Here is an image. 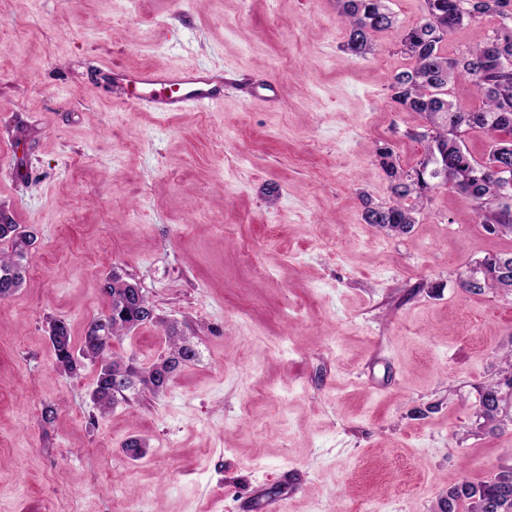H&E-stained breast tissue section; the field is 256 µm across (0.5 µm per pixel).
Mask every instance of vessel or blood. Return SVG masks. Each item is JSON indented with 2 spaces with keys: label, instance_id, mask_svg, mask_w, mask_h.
<instances>
[{
  "label": "vessel or blood",
  "instance_id": "obj_1",
  "mask_svg": "<svg viewBox=\"0 0 512 512\" xmlns=\"http://www.w3.org/2000/svg\"><path fill=\"white\" fill-rule=\"evenodd\" d=\"M100 82L111 84L112 102L131 110L146 112L207 111L219 106L228 88L241 90L250 98L259 90H272L271 82L227 77L191 64L169 67L145 66L116 71L104 65L98 70Z\"/></svg>",
  "mask_w": 512,
  "mask_h": 512
}]
</instances>
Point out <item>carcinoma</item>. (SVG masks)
<instances>
[{
    "mask_svg": "<svg viewBox=\"0 0 512 512\" xmlns=\"http://www.w3.org/2000/svg\"><path fill=\"white\" fill-rule=\"evenodd\" d=\"M338 16L348 31L346 50L357 58L375 52L373 35L396 27L394 12L386 0H336ZM421 21L400 35V52L411 66L395 73L389 84L390 98L401 112H417L427 125L414 137L424 143L425 153L414 166L402 168L393 150H376L379 164L390 182L394 200L364 202V220L381 227L399 224L407 232L416 223L424 199L435 189L452 186L475 207L480 223L497 224L500 232L512 233V181L500 177L506 167L512 173V0H425ZM497 16L500 26L477 46L443 54V44L466 22ZM458 77L471 79L482 105L474 110L448 101V83ZM479 130L489 140L485 158L475 159L463 135ZM411 203H406V200ZM19 225L0 227V241L9 240L13 250L0 255V298L13 295L24 283L28 269L29 238ZM137 283L114 271L104 281L111 302L108 312L92 320L79 345H74L66 323L49 324L56 362L65 372L77 375L86 362L98 365L91 399L103 413L140 391L158 395L167 387L180 365L196 358L190 337L169 327L168 355L148 367L112 354V339L144 324L150 303L129 291ZM470 291L494 288L512 292V252L487 257L476 267V280L465 284ZM480 417L493 421L508 415L512 393H500L496 385L480 395ZM512 512V468L478 484L463 481L448 490L443 512Z\"/></svg>",
    "mask_w": 512,
    "mask_h": 512,
    "instance_id": "cac0c4a2",
    "label": "carcinoma"
}]
</instances>
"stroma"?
<instances>
[{
	"instance_id": "stroma-1",
	"label": "stroma",
	"mask_w": 512,
	"mask_h": 512,
	"mask_svg": "<svg viewBox=\"0 0 512 512\" xmlns=\"http://www.w3.org/2000/svg\"><path fill=\"white\" fill-rule=\"evenodd\" d=\"M343 42L336 0H0V215L34 234L0 300V512H442L512 467V422L477 415L512 293L461 286L512 234L450 187L408 232L364 223L392 199L377 147L415 165L424 121L390 98L397 32ZM104 62L266 77L277 100L135 112L92 85ZM115 271L158 320L113 352L150 365L174 322L197 356L102 415L48 322L80 342Z\"/></svg>"
}]
</instances>
